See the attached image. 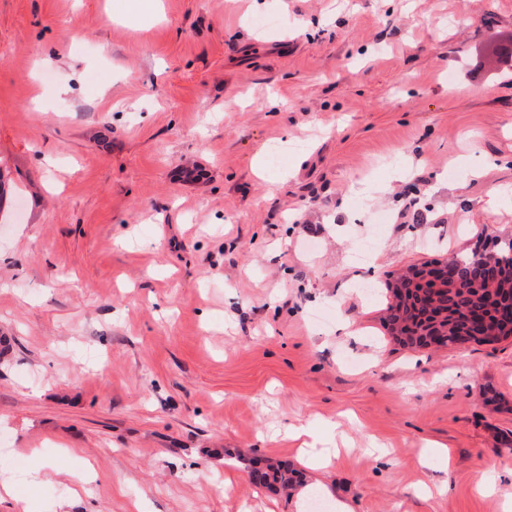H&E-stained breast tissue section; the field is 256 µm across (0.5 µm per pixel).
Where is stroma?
<instances>
[{
    "mask_svg": "<svg viewBox=\"0 0 512 512\" xmlns=\"http://www.w3.org/2000/svg\"><path fill=\"white\" fill-rule=\"evenodd\" d=\"M510 34L512 0H0V468L21 493L501 512L512 338L412 348L387 316L404 269L512 236V66L483 56ZM252 457L305 481L254 486ZM52 467L91 479L32 484Z\"/></svg>",
    "mask_w": 512,
    "mask_h": 512,
    "instance_id": "1",
    "label": "stroma"
}]
</instances>
